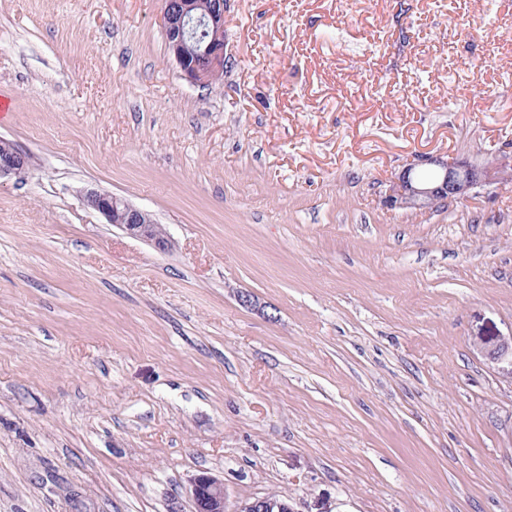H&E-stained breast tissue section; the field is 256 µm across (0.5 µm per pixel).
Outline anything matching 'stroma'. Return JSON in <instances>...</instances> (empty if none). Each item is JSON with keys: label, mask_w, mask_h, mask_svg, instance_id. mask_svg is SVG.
Listing matches in <instances>:
<instances>
[{"label": "stroma", "mask_w": 512, "mask_h": 512, "mask_svg": "<svg viewBox=\"0 0 512 512\" xmlns=\"http://www.w3.org/2000/svg\"><path fill=\"white\" fill-rule=\"evenodd\" d=\"M162 11L0 0V512H512V185L384 203L512 153V0H228L207 86ZM29 155L7 139L0 138V178L24 173L29 167ZM432 176L423 178L418 164H410L390 184L385 203L391 208L424 212L448 199L464 200L474 189L487 185L512 184V154H503L477 165L466 158L428 157ZM83 201L88 208L100 213L109 224L118 226L130 237L150 242L163 252L171 249L172 240L166 230L148 212L112 193L94 188L86 190ZM477 350L492 368L510 367L512 370V335L499 337L490 347L478 344ZM190 494L195 512H225L224 482L203 471L191 481ZM236 512H295V510L288 499L266 495L242 501Z\"/></svg>", "instance_id": "1"}]
</instances>
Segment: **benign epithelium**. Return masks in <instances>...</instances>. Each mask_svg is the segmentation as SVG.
Masks as SVG:
<instances>
[{
    "label": "benign epithelium",
    "mask_w": 512,
    "mask_h": 512,
    "mask_svg": "<svg viewBox=\"0 0 512 512\" xmlns=\"http://www.w3.org/2000/svg\"><path fill=\"white\" fill-rule=\"evenodd\" d=\"M226 0H163V34L169 55L180 74L193 84H209L224 73V12ZM432 176L424 178L411 164L390 184L385 203L391 208L424 212L448 199L464 200L474 189L487 185L512 184V154H503L477 165L465 158L424 159ZM29 167V155L7 139L0 138V177L17 175ZM84 204L100 213L108 223L127 235L168 251L172 240L151 215L124 199L99 189L86 190ZM487 363L512 368V335L501 336L495 344L477 345ZM190 494L195 512H225L224 481L206 471L191 481ZM236 512H295L290 502L266 495L241 502Z\"/></svg>",
    "instance_id": "1"
}]
</instances>
